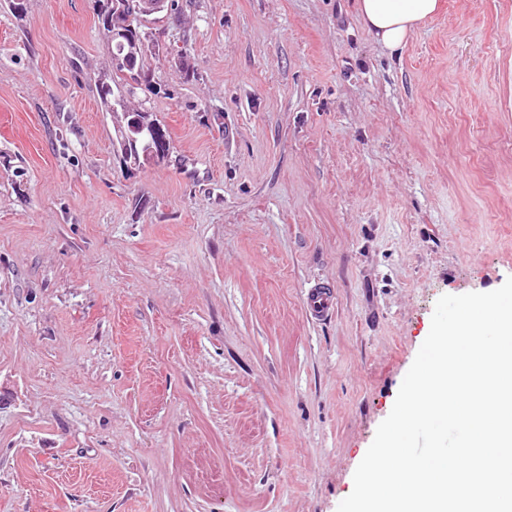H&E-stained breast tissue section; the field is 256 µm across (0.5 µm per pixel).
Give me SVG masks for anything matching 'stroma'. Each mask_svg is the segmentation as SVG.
Masks as SVG:
<instances>
[{
    "label": "stroma",
    "mask_w": 512,
    "mask_h": 512,
    "mask_svg": "<svg viewBox=\"0 0 512 512\" xmlns=\"http://www.w3.org/2000/svg\"><path fill=\"white\" fill-rule=\"evenodd\" d=\"M179 3L130 170L92 0H0V512H337L439 297L512 276V0L396 50L357 0Z\"/></svg>",
    "instance_id": "stroma-1"
}]
</instances>
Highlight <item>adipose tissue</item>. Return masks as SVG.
Returning <instances> with one entry per match:
<instances>
[{"label":"adipose tissue","mask_w":512,"mask_h":512,"mask_svg":"<svg viewBox=\"0 0 512 512\" xmlns=\"http://www.w3.org/2000/svg\"><path fill=\"white\" fill-rule=\"evenodd\" d=\"M438 5V0H359V13L383 45L397 49L437 11Z\"/></svg>","instance_id":"ef3b65f1"}]
</instances>
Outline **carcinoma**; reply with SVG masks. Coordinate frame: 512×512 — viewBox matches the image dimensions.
I'll use <instances>...</instances> for the list:
<instances>
[{"label": "carcinoma", "mask_w": 512, "mask_h": 512, "mask_svg": "<svg viewBox=\"0 0 512 512\" xmlns=\"http://www.w3.org/2000/svg\"><path fill=\"white\" fill-rule=\"evenodd\" d=\"M95 14L102 30L110 37L112 75L99 80L98 94L106 111H112L113 98L122 93L132 96L135 90L151 83V73L144 69L142 57L147 36L143 20L123 17L116 19L113 0H95ZM120 28L118 38H112V29Z\"/></svg>", "instance_id": "cac0c4a2"}]
</instances>
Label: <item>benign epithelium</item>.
I'll list each match as a JSON object with an SVG mask.
<instances>
[{"label": "benign epithelium", "instance_id": "7a95c632", "mask_svg": "<svg viewBox=\"0 0 512 512\" xmlns=\"http://www.w3.org/2000/svg\"><path fill=\"white\" fill-rule=\"evenodd\" d=\"M122 12L153 13L168 7V0H120ZM112 123L123 145V161L132 169L145 164H156L168 158L170 144L160 125L150 121V114L137 117L128 112L126 98L115 99L112 105Z\"/></svg>", "mask_w": 512, "mask_h": 512}]
</instances>
